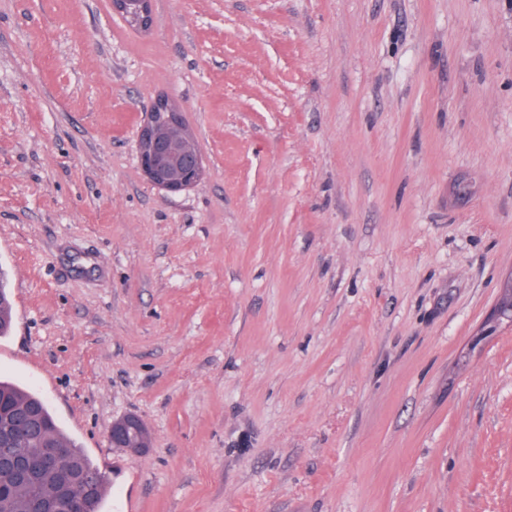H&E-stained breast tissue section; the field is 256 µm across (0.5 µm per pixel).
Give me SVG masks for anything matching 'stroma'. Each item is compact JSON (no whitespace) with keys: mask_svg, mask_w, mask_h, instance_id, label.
<instances>
[{"mask_svg":"<svg viewBox=\"0 0 512 512\" xmlns=\"http://www.w3.org/2000/svg\"><path fill=\"white\" fill-rule=\"evenodd\" d=\"M152 16L0 0V377L131 512H512V0ZM159 97L204 162L176 193ZM180 109L167 99L159 98L138 137V163L143 175L159 189L177 192L196 184L203 174V161L198 147L185 127ZM180 145L172 156L168 141ZM109 442L113 448L143 455L151 448L152 436L145 421L138 414L129 413L112 422Z\"/></svg>","mask_w":512,"mask_h":512,"instance_id":"35a3bbf8","label":"stroma"}]
</instances>
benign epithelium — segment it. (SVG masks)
Here are the masks:
<instances>
[{
  "instance_id": "obj_1",
  "label": "benign epithelium",
  "mask_w": 512,
  "mask_h": 512,
  "mask_svg": "<svg viewBox=\"0 0 512 512\" xmlns=\"http://www.w3.org/2000/svg\"><path fill=\"white\" fill-rule=\"evenodd\" d=\"M112 9L128 17L138 28L147 29L152 23L151 0H112ZM138 163L143 175L159 189L177 192L196 184L203 174V161L198 147L185 127L180 109L164 98L158 99L138 137ZM488 322L494 326H512V305L503 308L495 304ZM110 445L133 455H143L151 448L152 436L148 425L135 413L112 422ZM0 465L9 469L17 481L59 465V451L50 448L38 459L4 457Z\"/></svg>"
}]
</instances>
